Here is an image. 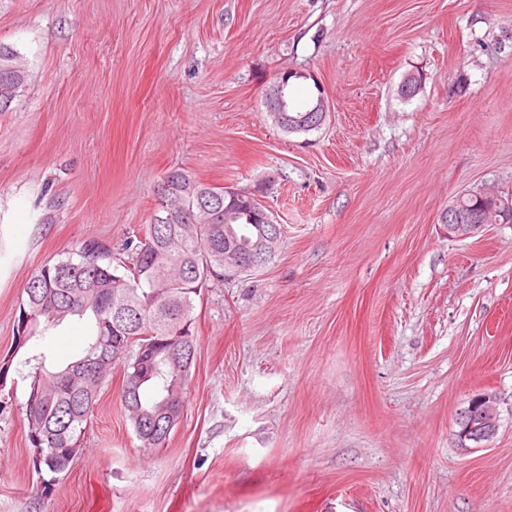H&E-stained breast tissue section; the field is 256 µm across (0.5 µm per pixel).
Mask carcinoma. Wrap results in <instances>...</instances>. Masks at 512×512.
Instances as JSON below:
<instances>
[{"label":"carcinoma","mask_w":512,"mask_h":512,"mask_svg":"<svg viewBox=\"0 0 512 512\" xmlns=\"http://www.w3.org/2000/svg\"><path fill=\"white\" fill-rule=\"evenodd\" d=\"M13 53L0 47V112L16 93ZM171 202L191 211L182 224L163 223L156 214L138 243L127 242V260L112 263V252L89 238L79 248L35 271L19 305L14 346L0 355V385L31 339L73 319L88 318L90 334L80 357L56 365L40 351L22 360L28 367L24 404L27 441L37 473L64 472L99 399L112 366L123 363L120 401L146 449L165 445L170 432H154L159 413L177 426L194 364L196 297L211 280H224V250L249 252L272 229L224 214L220 223L198 206L207 193L230 205L224 188L168 173Z\"/></svg>","instance_id":"obj_1"}]
</instances>
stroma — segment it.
<instances>
[{
	"label": "stroma",
	"instance_id": "1",
	"mask_svg": "<svg viewBox=\"0 0 512 512\" xmlns=\"http://www.w3.org/2000/svg\"><path fill=\"white\" fill-rule=\"evenodd\" d=\"M0 46L25 73L0 112V355L31 275L88 238L120 252L171 170L262 190L283 227L269 264L203 287L165 446L115 367L43 487L10 375L0 512H512V222H441L463 192L512 197V0H0ZM287 68L296 107L324 89L321 129L267 115ZM86 336L29 348L66 362ZM478 393L499 427L464 449ZM490 400V397L486 395L475 396L470 399V405L462 417L457 419V431L456 438L461 448H471L470 444H474L477 447L482 445L484 442L490 441L498 430V419L492 416L487 420L479 421L474 423L471 421L472 411L476 409L482 401L486 403Z\"/></svg>",
	"mask_w": 512,
	"mask_h": 512
}]
</instances>
